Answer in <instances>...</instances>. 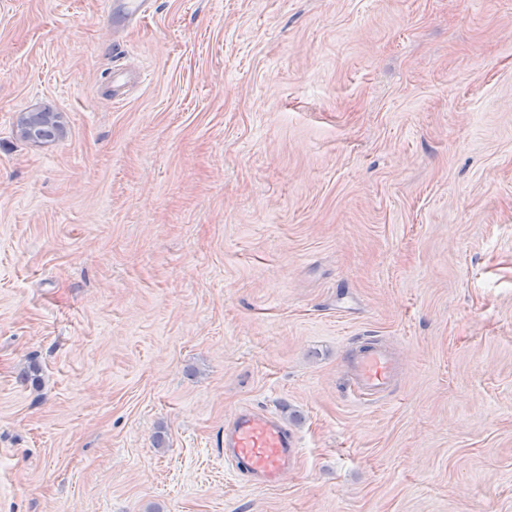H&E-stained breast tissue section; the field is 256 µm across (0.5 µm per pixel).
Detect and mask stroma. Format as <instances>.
I'll return each mask as SVG.
<instances>
[{
	"label": "stroma",
	"instance_id": "1",
	"mask_svg": "<svg viewBox=\"0 0 512 512\" xmlns=\"http://www.w3.org/2000/svg\"><path fill=\"white\" fill-rule=\"evenodd\" d=\"M121 22L0 0V512H512V0ZM244 407L300 439L275 486ZM345 365L353 376L357 390L365 395H383L394 380L395 360L382 347L371 346L360 350L348 357ZM299 456L298 437L274 413L243 408L224 427V460L252 484L279 483Z\"/></svg>",
	"mask_w": 512,
	"mask_h": 512
}]
</instances>
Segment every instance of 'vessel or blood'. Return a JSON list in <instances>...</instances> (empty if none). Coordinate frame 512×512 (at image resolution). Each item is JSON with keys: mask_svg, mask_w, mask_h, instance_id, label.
<instances>
[{"mask_svg": "<svg viewBox=\"0 0 512 512\" xmlns=\"http://www.w3.org/2000/svg\"><path fill=\"white\" fill-rule=\"evenodd\" d=\"M107 13L123 11L127 19L147 12L152 0H104ZM360 393L383 395L395 374L392 354L371 346L346 359ZM300 456L299 440L274 413L254 408L239 410L224 429V458L252 484L270 486L291 471Z\"/></svg>", "mask_w": 512, "mask_h": 512, "instance_id": "b4317fda", "label": "vessel or blood"}]
</instances>
